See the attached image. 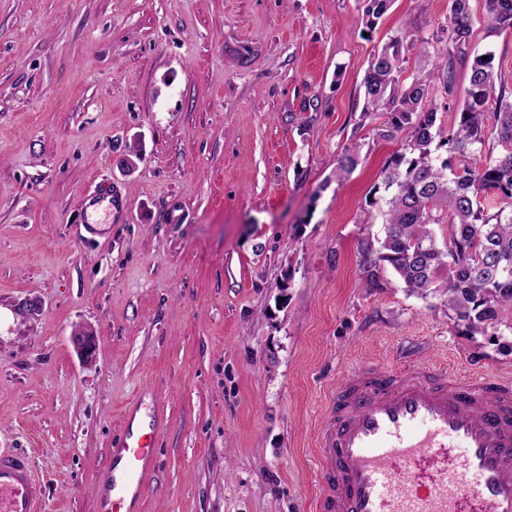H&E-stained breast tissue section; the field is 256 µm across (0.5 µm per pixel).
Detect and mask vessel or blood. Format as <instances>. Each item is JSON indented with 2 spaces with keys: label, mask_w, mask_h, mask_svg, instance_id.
<instances>
[{
  "label": "vessel or blood",
  "mask_w": 512,
  "mask_h": 512,
  "mask_svg": "<svg viewBox=\"0 0 512 512\" xmlns=\"http://www.w3.org/2000/svg\"><path fill=\"white\" fill-rule=\"evenodd\" d=\"M330 405L320 512H512V382L369 368ZM155 461V433L127 432L100 512H136ZM42 502L29 455L0 450V512H39Z\"/></svg>",
  "instance_id": "vessel-or-blood-1"
}]
</instances>
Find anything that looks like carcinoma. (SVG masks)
<instances>
[{
    "instance_id": "obj_1",
    "label": "carcinoma",
    "mask_w": 512,
    "mask_h": 512,
    "mask_svg": "<svg viewBox=\"0 0 512 512\" xmlns=\"http://www.w3.org/2000/svg\"><path fill=\"white\" fill-rule=\"evenodd\" d=\"M367 27L389 9L391 0H362ZM448 25L441 29L456 47L469 41L472 0H448ZM489 27L512 29V0H485ZM402 38L395 36L373 56L364 78V114L383 111L388 121L384 138L407 132L405 151L382 171L380 212L384 236L362 242L365 272L380 285L385 270L422 299L439 296L448 318L476 334L509 332L512 321L501 316L512 305V91L495 71L494 56L484 53L470 65L469 86L459 120L444 136L429 87L418 77L399 87ZM458 58L441 55L445 93H454ZM493 112L494 125L486 116ZM445 149L438 160L435 152ZM484 155V165L469 158ZM358 165L357 148L337 159L339 174ZM498 191L505 205L492 209L483 202L487 189ZM448 225V244L440 246L433 225ZM448 271L442 277V271Z\"/></svg>"
}]
</instances>
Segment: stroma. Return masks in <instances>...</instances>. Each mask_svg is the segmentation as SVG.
Listing matches in <instances>:
<instances>
[{"mask_svg":"<svg viewBox=\"0 0 512 512\" xmlns=\"http://www.w3.org/2000/svg\"><path fill=\"white\" fill-rule=\"evenodd\" d=\"M483 4L450 96L448 0H393L371 28L360 0H0V449L30 455L46 512H97L139 399L161 423L139 512H317L344 378L422 362L512 379V336L371 285L360 250L406 141L363 115L368 62L403 35L399 80L422 78L450 129L470 57L493 53L512 85V29ZM102 183L126 204L88 231ZM83 326L91 364L70 342ZM71 342L85 362H92L97 350V336L90 328H79L71 333Z\"/></svg>","mask_w":512,"mask_h":512,"instance_id":"1","label":"stroma"}]
</instances>
